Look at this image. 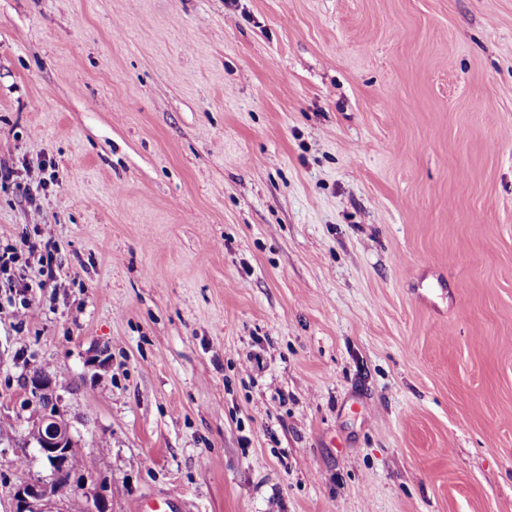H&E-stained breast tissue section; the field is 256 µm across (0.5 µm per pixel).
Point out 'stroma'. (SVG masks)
Returning <instances> with one entry per match:
<instances>
[{
  "label": "stroma",
  "mask_w": 512,
  "mask_h": 512,
  "mask_svg": "<svg viewBox=\"0 0 512 512\" xmlns=\"http://www.w3.org/2000/svg\"><path fill=\"white\" fill-rule=\"evenodd\" d=\"M0 165V512H512V0H0ZM26 387L41 406V419L32 426L34 428L30 430L31 434L28 433L26 443H33L34 448H38L40 454L50 458L57 467L64 469L70 462L68 472L59 474L56 479V491L62 493L68 485L70 471L78 470L82 462L78 456L72 458L77 453V444L60 407L56 381L52 376L33 375L27 380ZM56 497L52 482H23L14 492L15 512H60L52 507Z\"/></svg>",
  "instance_id": "35a3bbf8"
}]
</instances>
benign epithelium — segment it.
<instances>
[{"label": "benign epithelium", "mask_w": 512, "mask_h": 512, "mask_svg": "<svg viewBox=\"0 0 512 512\" xmlns=\"http://www.w3.org/2000/svg\"><path fill=\"white\" fill-rule=\"evenodd\" d=\"M28 392L41 406V419L34 424L26 443L34 444L40 454L64 468L77 453V444L70 423L60 407L54 378L33 375L27 380ZM55 488L41 481L23 482L14 492L15 512H55Z\"/></svg>", "instance_id": "benign-epithelium-1"}]
</instances>
